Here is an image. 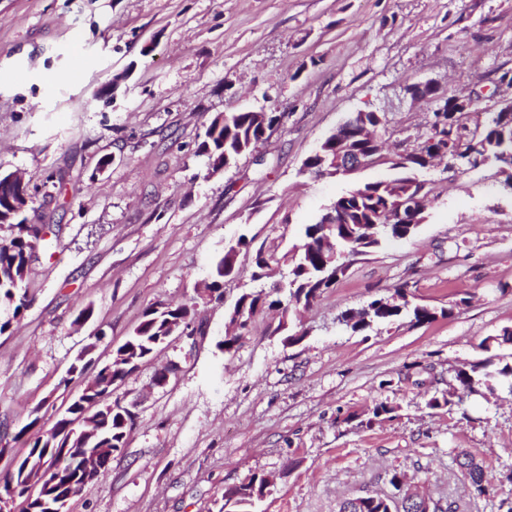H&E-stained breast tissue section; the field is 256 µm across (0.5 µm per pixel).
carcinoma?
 <instances>
[{"label":"carcinoma","instance_id":"1","mask_svg":"<svg viewBox=\"0 0 512 512\" xmlns=\"http://www.w3.org/2000/svg\"><path fill=\"white\" fill-rule=\"evenodd\" d=\"M445 112L433 113L423 140L412 151L394 158H385L370 140L353 134L348 148L366 158L391 164L398 176L388 181L367 182L353 186L336 197L330 207L313 224L303 228L302 242L282 256V259L260 247L251 250L253 240L240 235L224 247V255L211 267L208 288L216 300L224 299V281L239 273V256H251L252 280L268 277L272 263L288 268L287 286L245 291L233 305L224 310V340L220 346L224 353L236 351L239 336L255 317L270 311L280 313L278 329L285 330L290 322V311L306 310L338 276L345 273L357 257L380 246L384 240L409 237L416 225L396 218L400 208L419 197L427 199L424 183L418 174L428 168L432 151L447 147L461 155L492 160L505 165L512 159V103L486 111L483 125H470L469 114L476 111L475 104L459 107L456 97L444 101ZM277 117L268 112H247L243 109L228 114L227 121L219 122L214 116L206 126L200 152L208 159L210 169L217 172L246 154L265 136ZM336 154V137L330 135L321 142L320 153L309 155L303 168L317 175L324 172ZM11 174L0 173V224L17 229L10 240L0 243V310L7 315L0 318V335L19 319L28 306L23 283L40 242L46 235V224H30L23 217L29 198V184L11 182ZM452 314V309L437 310L412 302L407 289L399 287L390 297L376 298L358 310H347L340 322L354 332L374 325L393 324L405 316L415 325L424 324L437 315ZM191 308L186 304H159L147 307L132 334L118 346L110 359L96 374L86 380L79 396L72 399L64 413L48 430L27 437L36 425L33 418L18 431L16 438L26 439L27 452L15 465L9 479L0 484V497L25 503L23 512H46L39 497H30L36 485L51 486L55 498L69 500L84 492L76 477L89 458H98L109 465L112 456L125 446L126 436L134 418L117 409V402H107L112 386L122 383L152 357L162 340L171 333V325L191 328ZM96 344L90 343L70 364L67 375L83 376L93 364L90 355ZM485 365L474 364L456 372V386L433 396L428 407L437 409L455 405L461 391L475 392L495 377L512 378V365L504 364L495 372L484 371ZM460 473L467 480L470 491L477 497L494 496V487L485 483L483 469L475 457L461 451L454 457ZM389 484L392 495H366L345 501L340 512H453V506L442 507L437 502L405 495L401 492L403 479L393 473ZM268 485L265 477L253 475L232 491L224 494L225 512H251L254 503L263 498Z\"/></svg>","mask_w":512,"mask_h":512}]
</instances>
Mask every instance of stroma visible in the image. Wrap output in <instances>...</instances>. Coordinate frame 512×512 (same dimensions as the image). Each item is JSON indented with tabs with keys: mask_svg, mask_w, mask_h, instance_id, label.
Wrapping results in <instances>:
<instances>
[{
	"mask_svg": "<svg viewBox=\"0 0 512 512\" xmlns=\"http://www.w3.org/2000/svg\"><path fill=\"white\" fill-rule=\"evenodd\" d=\"M512 0H0V172L30 186L29 221L51 227L25 282L30 305L0 335V477L26 453L19 429L53 426L85 380L67 377L104 334L100 361L155 303L192 305L195 332L172 337L115 387L135 421L107 474L67 512H222L224 492L271 477L256 512H339L342 501L404 488L456 512H499L512 498V387L429 399L458 368L512 364V193L488 162L437 165L425 218L340 276L291 328L258 318L224 355V307L251 268L202 295L211 262L239 234L286 252L346 189L389 165L315 178L301 171L359 111L387 113L389 144L413 148L439 96L512 100ZM115 83L113 92L99 89ZM253 108L277 121L251 151L212 174L197 147L218 114ZM111 157L99 169L101 157ZM408 284L449 316L354 333L341 314ZM468 303L456 307L459 298ZM93 315L75 318L84 307ZM175 364L166 386L155 372ZM392 418L357 417L376 403ZM472 452L495 497H476L453 462Z\"/></svg>",
	"mask_w": 512,
	"mask_h": 512,
	"instance_id": "1",
	"label": "stroma"
}]
</instances>
